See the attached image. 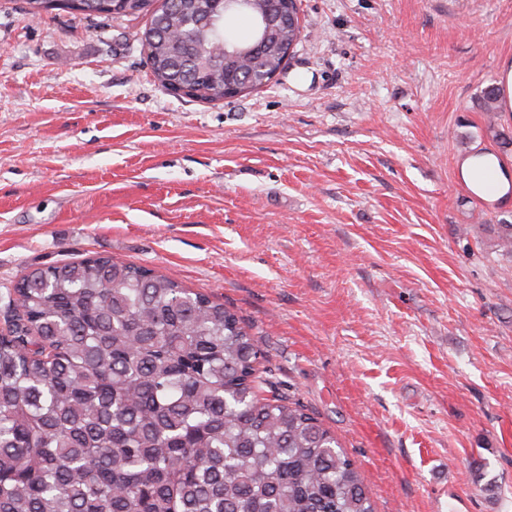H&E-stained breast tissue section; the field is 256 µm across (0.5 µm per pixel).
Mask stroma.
<instances>
[{
  "mask_svg": "<svg viewBox=\"0 0 512 512\" xmlns=\"http://www.w3.org/2000/svg\"><path fill=\"white\" fill-rule=\"evenodd\" d=\"M298 6L285 68L213 104L155 83L149 15L0 0V330L26 271L152 268L237 314L376 512H512V200L459 171L512 169V0Z\"/></svg>",
  "mask_w": 512,
  "mask_h": 512,
  "instance_id": "stroma-1",
  "label": "stroma"
}]
</instances>
